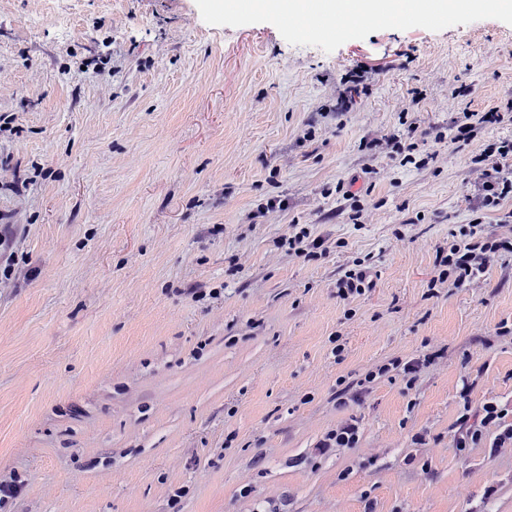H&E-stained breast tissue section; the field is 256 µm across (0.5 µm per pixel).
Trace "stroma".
Wrapping results in <instances>:
<instances>
[{
    "mask_svg": "<svg viewBox=\"0 0 512 512\" xmlns=\"http://www.w3.org/2000/svg\"><path fill=\"white\" fill-rule=\"evenodd\" d=\"M322 26L0 0V512H512V447L452 445L463 413L512 405V255L428 293L479 204L471 159L512 124L434 137L512 97V11ZM355 70L368 94L337 113ZM406 120L436 161L365 149ZM297 224L325 254H289ZM358 259L376 285L341 299ZM437 350L338 406L339 382ZM352 417L356 447L316 455Z\"/></svg>",
    "mask_w": 512,
    "mask_h": 512,
    "instance_id": "1",
    "label": "stroma"
}]
</instances>
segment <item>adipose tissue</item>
Here are the masks:
<instances>
[{"instance_id":"obj_1","label":"adipose tissue","mask_w":512,"mask_h":512,"mask_svg":"<svg viewBox=\"0 0 512 512\" xmlns=\"http://www.w3.org/2000/svg\"><path fill=\"white\" fill-rule=\"evenodd\" d=\"M263 9L296 16L318 13L324 19L352 15L362 20L413 16L437 18L460 9L462 0H260Z\"/></svg>"}]
</instances>
